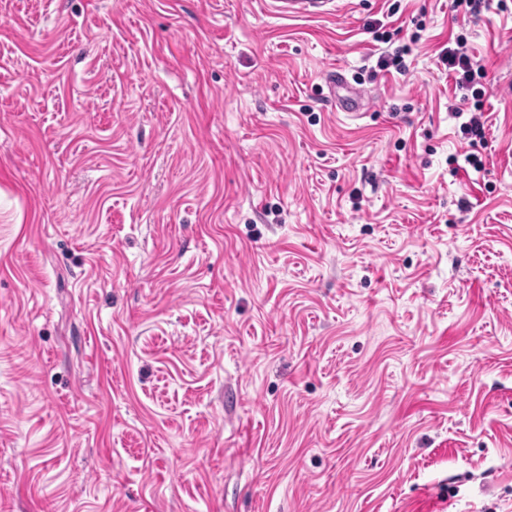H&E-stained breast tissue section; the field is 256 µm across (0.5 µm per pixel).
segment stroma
I'll use <instances>...</instances> for the list:
<instances>
[{"mask_svg": "<svg viewBox=\"0 0 512 512\" xmlns=\"http://www.w3.org/2000/svg\"><path fill=\"white\" fill-rule=\"evenodd\" d=\"M0 512H512V0H0ZM328 0H275V7L282 14L290 16H310L321 13L324 11L322 7L325 6ZM455 43L456 48H444L440 54L441 62L448 69V76L454 79L456 87L460 89L470 90L475 84L482 85L480 80L488 79L485 68L473 62L464 51V38L457 36ZM482 91H474L472 90V98L481 97ZM481 100L475 99V103L473 106L469 105V96L464 94L460 98V105L455 107V112L462 114L463 112H474L471 113V117L468 122H465L461 125L462 133L467 135L468 138H475L482 140L485 136L484 131V122L482 121V107L480 103ZM479 112V113H476Z\"/></svg>", "mask_w": 512, "mask_h": 512, "instance_id": "stroma-1", "label": "stroma"}]
</instances>
